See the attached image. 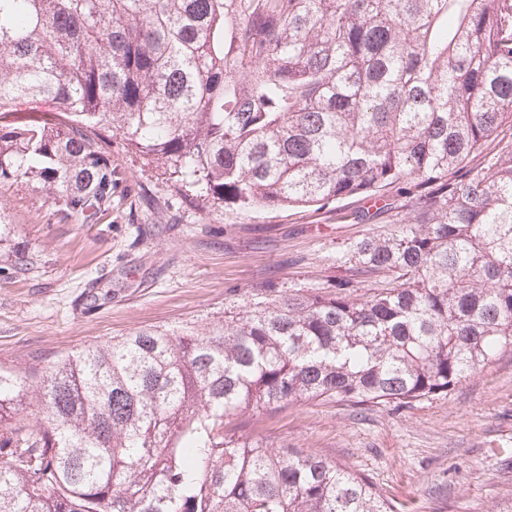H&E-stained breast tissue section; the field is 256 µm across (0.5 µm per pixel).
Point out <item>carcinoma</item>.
Here are the masks:
<instances>
[{"label":"carcinoma","instance_id":"1","mask_svg":"<svg viewBox=\"0 0 512 512\" xmlns=\"http://www.w3.org/2000/svg\"><path fill=\"white\" fill-rule=\"evenodd\" d=\"M53 112H19V99ZM512 0H0V185L90 224L105 133L204 210L406 199L353 282L204 328L0 368V512H393L367 479L242 433L312 400L405 406L512 352ZM241 419L229 427L230 420Z\"/></svg>","mask_w":512,"mask_h":512}]
</instances>
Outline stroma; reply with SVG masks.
I'll use <instances>...</instances> for the list:
<instances>
[{
	"mask_svg": "<svg viewBox=\"0 0 512 512\" xmlns=\"http://www.w3.org/2000/svg\"><path fill=\"white\" fill-rule=\"evenodd\" d=\"M103 147L125 174L124 196L95 223H56L45 191L0 187L10 247L31 259L19 272L0 257V366L29 372L115 336L203 327L280 292L329 286L352 275L347 244L398 232L406 215L358 222V197L208 212L119 137ZM249 434L365 476L395 512H497L512 498V354L444 397L400 408L301 401Z\"/></svg>",
	"mask_w": 512,
	"mask_h": 512,
	"instance_id": "obj_1",
	"label": "stroma"
}]
</instances>
